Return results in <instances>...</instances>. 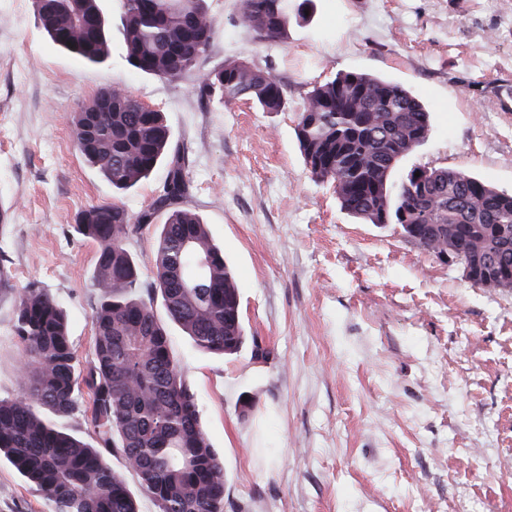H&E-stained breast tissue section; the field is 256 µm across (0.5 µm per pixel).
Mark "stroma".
<instances>
[{
	"label": "stroma",
	"mask_w": 512,
	"mask_h": 512,
	"mask_svg": "<svg viewBox=\"0 0 512 512\" xmlns=\"http://www.w3.org/2000/svg\"><path fill=\"white\" fill-rule=\"evenodd\" d=\"M237 3L207 0L211 45L170 81L117 52L80 65L46 39L33 0H0V397L20 391L13 319L28 283L65 309L79 358L91 355L97 246L76 231L80 210L117 199L135 215L158 198L165 170L116 197L74 148L71 113L120 85L165 115L185 154L183 204L232 264L246 333L269 351L225 359L169 331L224 460V512H512V288L472 285L397 225L345 214L294 134L313 86L385 76L432 115L394 182L448 168L511 192L512 112L496 97L512 81V0H314L277 42L242 26ZM238 59L286 87V111L200 93L202 73ZM0 512H49L3 460Z\"/></svg>",
	"instance_id": "stroma-1"
}]
</instances>
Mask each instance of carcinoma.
<instances>
[{
	"mask_svg": "<svg viewBox=\"0 0 512 512\" xmlns=\"http://www.w3.org/2000/svg\"><path fill=\"white\" fill-rule=\"evenodd\" d=\"M122 53L136 71L177 80L194 69L215 34L205 0H120ZM40 28L53 45L87 66L112 59V35L101 0H34ZM292 0H238V19L260 42L287 37ZM199 89L226 105L251 101L282 112L287 92L267 70L243 60L200 77ZM112 95V111L100 101ZM431 128L425 105L403 85L365 72L340 73L316 85L297 115L305 165L334 185L341 208L369 224H414L408 239L436 254L456 230L466 251L485 252L512 277V193L462 171L423 168L392 190L398 163ZM72 139L112 189L135 188L162 163L167 174L155 207L132 216L118 202L87 206L78 232L97 244L93 286V352L86 364L69 338L66 312L39 285L19 295L14 335L23 347L22 394L0 398V459H6L51 506V512H139L137 498L107 456L116 451L158 512H224V462L211 448L194 393L185 383L166 326L195 348L226 358L247 336L234 270L198 212L182 205L189 180L160 112L125 88L107 87L71 116ZM158 227L154 277L141 279L127 248L143 227ZM86 414L90 443L71 426Z\"/></svg>",
	"mask_w": 512,
	"mask_h": 512,
	"instance_id": "obj_1",
	"label": "carcinoma"
}]
</instances>
